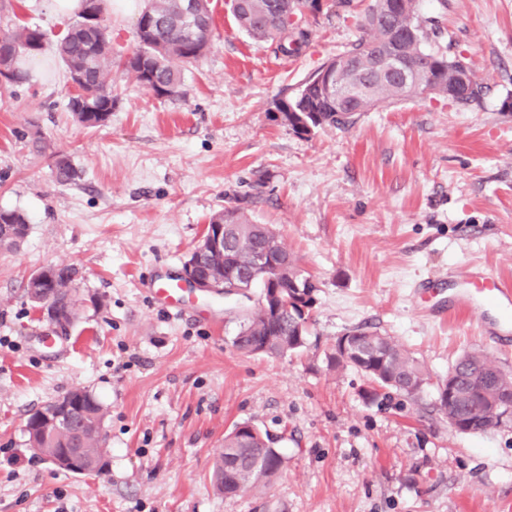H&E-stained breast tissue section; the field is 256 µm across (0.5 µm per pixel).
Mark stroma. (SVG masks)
<instances>
[{"mask_svg": "<svg viewBox=\"0 0 512 512\" xmlns=\"http://www.w3.org/2000/svg\"><path fill=\"white\" fill-rule=\"evenodd\" d=\"M370 2L326 0L287 57L243 32L229 0H210L218 37L183 68L178 95L113 68L117 102L96 128L69 111L76 90L52 54L27 61L28 83L0 88V208L29 224L19 247L0 249V512H512V421L460 433L434 407L435 380L463 353L512 372V345L491 344L478 313L434 317L420 297L430 280L445 304L472 290L473 266L512 280V0H419L485 85L479 103L421 96L347 128L293 132L280 105L360 36ZM10 3L1 29L35 25L53 41L71 22L44 0ZM141 8L110 0L113 58L134 49ZM57 154L78 172L65 186ZM233 205L275 229L318 283L301 351L233 347L260 286L186 293L181 314L147 289L178 276L211 215ZM60 264L78 271L65 332L24 293L30 274ZM361 325L393 337L432 385L366 399V378L328 359ZM77 389L104 409L99 473L56 468L28 445L29 414ZM243 422L276 438L284 467L262 492L227 498L213 463Z\"/></svg>", "mask_w": 512, "mask_h": 512, "instance_id": "35a3bbf8", "label": "stroma"}]
</instances>
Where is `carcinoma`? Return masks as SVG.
I'll return each instance as SVG.
<instances>
[{
	"label": "carcinoma",
	"mask_w": 512,
	"mask_h": 512,
	"mask_svg": "<svg viewBox=\"0 0 512 512\" xmlns=\"http://www.w3.org/2000/svg\"><path fill=\"white\" fill-rule=\"evenodd\" d=\"M317 0H240L233 11L235 20L252 38L260 41L278 40V50L286 56L301 53L308 34L299 26H286L285 19L295 14L303 18L302 9L320 12ZM197 15L183 20L176 0H148L139 14L136 26L137 45L134 51L120 60V65L142 87L158 97L177 95L181 71L177 64L189 65L204 56L215 37L209 0H196ZM379 0L366 10L362 28L367 34L354 41L347 50L328 59L321 68L337 71L341 82L351 74L350 61L360 66V83L366 87L353 103L336 105L324 95L309 77L297 94L282 103L280 112L284 122L297 134H309L311 129L328 126H346L354 122L353 114L368 112L384 102H397L419 97L431 86L440 92L448 90V79L462 63L457 56L448 55V46L442 44L444 29L436 17L423 16L418 0H405L397 13L384 16L379 11ZM105 0H82V10L68 26L66 33L53 45L54 55L64 64L69 75L81 76L84 82L77 95L70 99V111L85 126L104 124L112 114L117 98L112 95V36L105 23ZM94 16L97 26L84 27L88 16ZM412 28L416 39L404 46V54L420 62L427 72L420 84L411 89L396 81L382 80L371 68L370 58L381 51L390 31ZM44 32L36 26L0 30V65L6 66V86L27 81L28 73L20 69L22 58L36 56L44 51ZM55 181L66 185L77 176V171L65 155L55 156ZM212 224L231 225L224 254L205 260L202 268L222 274L244 266L254 247L265 246L275 253L286 254L275 230L267 224L252 222L244 209L234 206L220 210L210 219ZM28 221L18 210L0 209V248H16L25 238ZM53 300L69 314L78 317L76 288L77 271L70 266L55 267ZM308 276L292 260L288 276L280 286L291 300V309L274 315L261 305L246 311L233 339V346L246 354L254 353L251 343L267 341L262 354L284 356L304 348L309 336V313L298 303L307 293ZM336 366L350 367L361 372L372 384L370 398L377 390H394L415 398L429 384L424 365L410 355L396 340L367 327H355L336 337L334 352L329 356ZM455 373L456 393L447 395L442 388L446 380L437 383L436 407L445 418H464L473 433L486 431L492 424H500V416L512 409V373L501 370L484 353L473 350L462 355L451 367ZM76 428L58 434V441H48L41 430L28 432L29 445L39 448H79L95 459L102 454L99 425L102 422L101 404L86 391L81 392V406L75 413ZM271 442L268 432L247 423L236 425L224 437V450L219 455L213 480L225 497L265 486L282 468L284 460L278 449L266 447Z\"/></svg>",
	"instance_id": "1"
}]
</instances>
